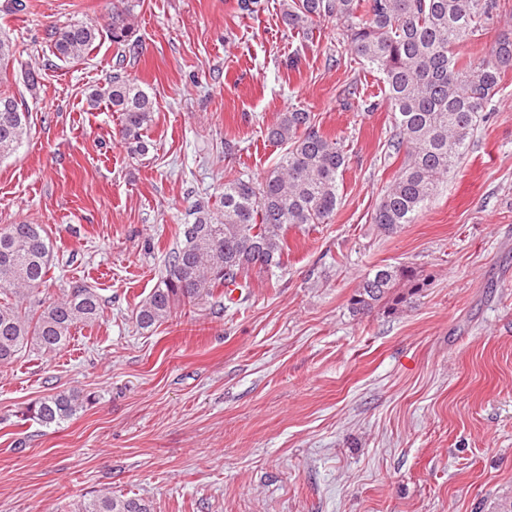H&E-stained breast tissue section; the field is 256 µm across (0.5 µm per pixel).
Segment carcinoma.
Segmentation results:
<instances>
[{"instance_id":"cac0c4a2","label":"carcinoma","mask_w":512,"mask_h":512,"mask_svg":"<svg viewBox=\"0 0 512 512\" xmlns=\"http://www.w3.org/2000/svg\"><path fill=\"white\" fill-rule=\"evenodd\" d=\"M136 0H112L102 24L71 23L47 33L60 60L78 61L108 37L117 49L109 80L88 94L89 107L105 101L120 113L117 136L132 156H144V131L155 101L125 66L133 50ZM507 12L506 0H289L284 20L307 30L334 19L342 27L345 52L383 74L384 99L393 112L388 149L403 156L399 172L384 191L373 223L386 233L415 222L439 184L459 164L478 127V117L512 70V36L491 38L478 62L461 48L489 34L486 21ZM16 49L0 34V81L14 67ZM287 151L260 181L241 176L224 183L220 207L195 202L192 222L182 225L165 275L143 300L135 321L151 330L183 304L198 305L218 288H246L251 269L281 265L284 226L325 224L338 204L339 180L349 156L337 140L322 133L302 107L280 115L267 131ZM27 135V112L16 97L0 94V159L17 152ZM51 248L39 224L0 228V365L32 348L52 353L70 341L78 324L101 316L93 288L75 286L61 300L45 302L34 293L48 282ZM426 283L415 268L385 265L366 275L350 299L353 313L366 314L379 303L399 306ZM84 399L75 391L46 395L31 405L30 416L51 426L75 416ZM77 512H154L152 502L103 493Z\"/></svg>"}]
</instances>
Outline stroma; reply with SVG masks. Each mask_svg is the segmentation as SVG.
<instances>
[{"mask_svg":"<svg viewBox=\"0 0 512 512\" xmlns=\"http://www.w3.org/2000/svg\"><path fill=\"white\" fill-rule=\"evenodd\" d=\"M0 0V32L36 89L7 87L30 134L0 160V227L42 225L41 298L83 284L103 315L66 349L0 366V512H73L104 492L155 512H501L512 502V73L461 163L415 223L371 216L400 162L378 71L338 55L334 22L288 27L282 0H141L130 71L154 98L148 154L115 138L87 96L112 71L102 39L58 60L48 28L104 21L112 0ZM357 83L358 96H342ZM301 106L349 155L326 224L288 226L281 267L249 271L233 301L178 307L153 330L135 312L165 273L179 226L226 180H261L286 148L267 139ZM409 265L426 288L353 315L360 281ZM89 403L44 426L37 399Z\"/></svg>","mask_w":512,"mask_h":512,"instance_id":"obj_1","label":"stroma"}]
</instances>
